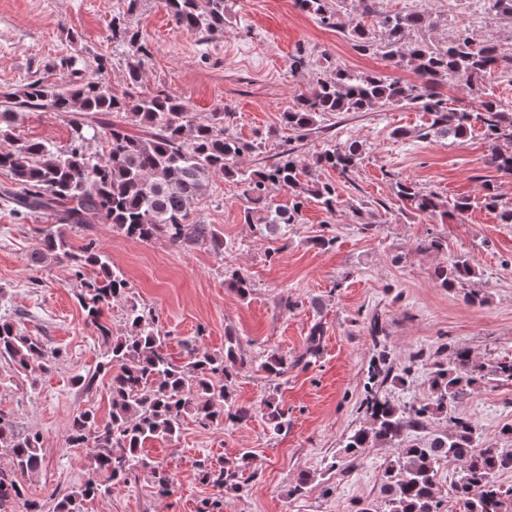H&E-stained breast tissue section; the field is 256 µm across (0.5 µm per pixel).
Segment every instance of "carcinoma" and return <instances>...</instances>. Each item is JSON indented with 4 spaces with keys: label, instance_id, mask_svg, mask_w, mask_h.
Masks as SVG:
<instances>
[{
    "label": "carcinoma",
    "instance_id": "cac0c4a2",
    "mask_svg": "<svg viewBox=\"0 0 512 512\" xmlns=\"http://www.w3.org/2000/svg\"><path fill=\"white\" fill-rule=\"evenodd\" d=\"M227 2L165 0L176 23L199 33L224 30ZM297 3L321 25L346 33L360 50H379L395 66L411 68L417 81L391 82L337 64L330 78L312 84L297 108L282 113L289 129L315 130L321 119L333 112L414 107L433 116L431 129L442 137L463 138L472 123H482L490 139V165L512 176V153L499 148L502 140L512 142V113L492 98L481 99L475 110L450 109L440 91L446 79L464 77L476 84L493 71L512 73V58L501 53L495 40L477 44L462 28L441 43L422 36L413 39L411 31L432 27L421 11L378 14L370 27L362 22L348 26L342 11L330 9L327 0ZM377 31L382 33L380 40ZM112 39L126 49L129 90H113L102 78L104 65L100 63L95 74L86 75L83 59L70 55L56 64L62 76L58 84L33 80L20 91H0L4 100L0 140L11 145L0 151V170L12 174L11 186L3 188L0 196L13 203L19 215L43 214L54 219L38 230L39 245L30 255L32 265L66 258L74 276L83 281L78 301L105 352L97 372L74 376V385L88 390L98 373L110 374L109 421L97 423L95 411L88 408L76 413L69 427V445L91 449L88 476L69 493L55 498L52 512H85L87 502L112 495V488L128 483L140 470L151 474L156 494L165 497L171 493L173 478L141 453L148 439L174 440L187 416L203 428L226 418H250L248 408L225 406L235 383L236 373L229 365L237 363V339L226 336L224 352L218 354L200 348L196 338H186L181 342L183 359L177 362L167 352V334L134 303L127 308L125 333L112 335V328L101 319L112 301L126 297L128 282L93 241L73 246L66 227L107 224L113 232L134 241L150 243L163 238L181 249L208 244L220 251L224 249L220 231L191 219L217 177L239 180L252 203L244 210V222L272 236L299 223L307 200L331 214L340 204L336 187L299 168L290 152L262 170L241 169L239 160L252 146L228 132L224 113L212 112L197 120L181 98L166 90L132 91L140 81L148 46L119 16L112 18ZM21 109L71 116L69 145L57 149L43 141L15 139L13 123ZM114 112L147 126V136L131 135L123 125L108 120ZM94 140L105 144L102 151H90ZM362 154L363 146L357 141L334 144L317 156L315 165L344 174ZM271 185L293 194L290 207L268 198ZM395 189L397 198L418 212L433 214L442 207L436 195L422 193L411 181L400 180ZM88 267L98 271L91 281L83 280ZM476 276L463 255L435 270L437 283L449 290ZM42 351L39 338L21 334L7 321L0 322L1 357L25 371L44 373L50 366L35 364ZM259 369L277 378L288 371V362L272 353ZM493 381L512 382V356L488 364L476 359L468 347L458 345L449 359L433 362L427 403L401 408L378 396L368 400V422L346 437V457L337 465L353 466L373 445L395 448L397 455L383 471L380 496L360 501L354 512H444L438 482V464L443 459L459 466L452 491L464 512H512V487L498 481L501 475L512 473V447L482 442L478 423L453 411L456 400L467 391ZM264 406L273 431L280 432L288 424L287 412L272 398ZM438 416L448 420L447 430L433 434L424 444L403 439L406 431L422 428L428 419ZM41 448L39 434L17 432L13 422L0 414V453L11 461L10 468L0 469V512H14L20 500L25 512H45L43 504L25 498L19 480L21 475L40 470ZM252 460L251 452L245 451L238 459L218 465L204 460L199 468L205 481L221 492L233 493L240 490V475Z\"/></svg>",
    "mask_w": 512,
    "mask_h": 512
}]
</instances>
